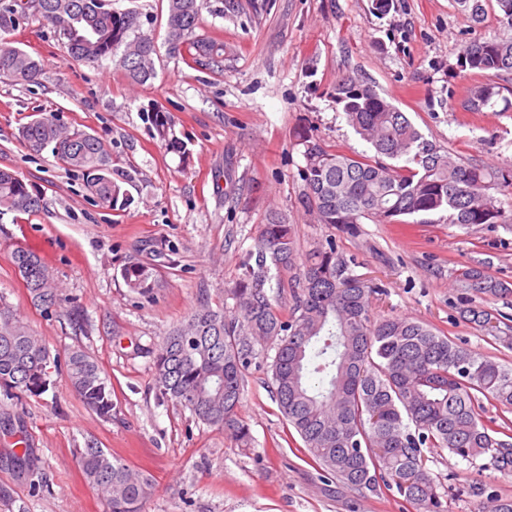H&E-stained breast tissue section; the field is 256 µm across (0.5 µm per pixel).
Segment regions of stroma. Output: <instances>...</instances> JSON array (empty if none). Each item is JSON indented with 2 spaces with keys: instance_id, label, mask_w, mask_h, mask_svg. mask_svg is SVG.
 I'll use <instances>...</instances> for the list:
<instances>
[{
  "instance_id": "1",
  "label": "stroma",
  "mask_w": 512,
  "mask_h": 512,
  "mask_svg": "<svg viewBox=\"0 0 512 512\" xmlns=\"http://www.w3.org/2000/svg\"><path fill=\"white\" fill-rule=\"evenodd\" d=\"M110 4L137 10L141 32L157 42L146 84L131 83L109 58L76 61L42 16H27L7 35L45 67L36 84L0 78V168L42 202L36 212L0 216V302L51 351L80 349L98 364L112 387V416L91 411L57 373L40 396L0 395V512H105L75 461L89 445L151 477L145 512H406L395 494L360 496L324 478L278 410L270 345H256L244 374L238 413L250 430L247 448L159 399L154 357L192 312L225 306L262 224L276 213L295 225L300 251L335 236L352 273L385 286L373 316L423 323L512 368V349L461 318L455 286L468 266L512 281V224L460 226L443 211L423 224L368 221L359 235L334 233L305 204L297 137L307 130L326 149L368 153L336 101L337 83L349 77L406 112L441 151L492 171L512 167V72L460 66L470 40H512V27L494 10L474 23L458 0H391L383 13L374 0H208L197 33L224 44L216 72L169 53L166 0ZM485 83L498 95L483 111H467ZM154 105L170 115L185 156L145 121ZM38 109L105 142L126 175L125 208L97 206L81 176L50 152L24 147L18 131ZM161 242L176 248L177 265L149 253ZM20 246L36 251L80 306V325L68 308L33 305L12 261ZM133 261L151 268L149 293L128 287L123 270ZM21 441L34 453L29 480L10 461ZM425 457L448 512H477L492 492L512 497V476L483 462L439 448Z\"/></svg>"
}]
</instances>
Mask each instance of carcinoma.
Returning <instances> with one entry per match:
<instances>
[{
  "label": "carcinoma",
  "mask_w": 512,
  "mask_h": 512,
  "mask_svg": "<svg viewBox=\"0 0 512 512\" xmlns=\"http://www.w3.org/2000/svg\"><path fill=\"white\" fill-rule=\"evenodd\" d=\"M512 26V0H459L476 23L488 2ZM208 0H167L166 34L174 54L224 70V43L200 37ZM36 13L45 18L70 56L86 64L119 56L130 80L145 84L155 75L152 38L136 33V10L116 11L107 0H9L0 6V31ZM461 67L512 72V40L478 37L463 52ZM43 61L0 44V77L34 84ZM497 95L481 88L468 102L480 111ZM336 100L355 132L376 157L329 151L299 135L306 164L301 176L305 200L318 224L351 233L365 219L403 223L405 217L448 212V223L464 226L509 224L492 187L512 186V170L489 171L468 165L424 139L406 113L373 89L346 78ZM147 120L169 150L182 145L169 138L171 120L159 108ZM19 139L35 153L48 151L67 169L81 173L101 207L127 205L124 177L112 169L104 142L95 134L60 125L53 113L40 112L19 129ZM40 198L15 173L0 169V215L31 213ZM295 231L275 218L262 225L244 273L229 289L231 310L203 307L168 333L154 358V387L161 399L189 409L203 424L224 430L234 441L251 442L238 418L243 374L255 344L272 343L271 364L278 408L304 442L310 457L330 478L358 495L396 490L414 512H447L426 466L423 448H442L468 462L485 459L512 475V421L495 429L484 420L481 399L512 410V369L478 354L431 327L398 316L371 319L374 296L384 288L352 274L336 248V238L312 247L297 262ZM13 264L33 303L48 312L67 302L42 259L31 249L13 253ZM299 272L290 282L282 273ZM148 266L124 269L127 285L147 292ZM459 288L488 301L512 296V283L477 267L456 276ZM276 285H271V282ZM289 288V312L271 302L268 289ZM460 316L485 336L512 348V317L485 305L468 306ZM63 373L83 402L102 418L112 416L111 390L97 363L81 350L65 358L6 306L0 307V392L7 398L39 396L50 386L49 365ZM77 464L100 494L106 512H144L153 482L101 448L79 450ZM478 512H512V498L487 497Z\"/></svg>",
  "instance_id": "obj_1"
}]
</instances>
